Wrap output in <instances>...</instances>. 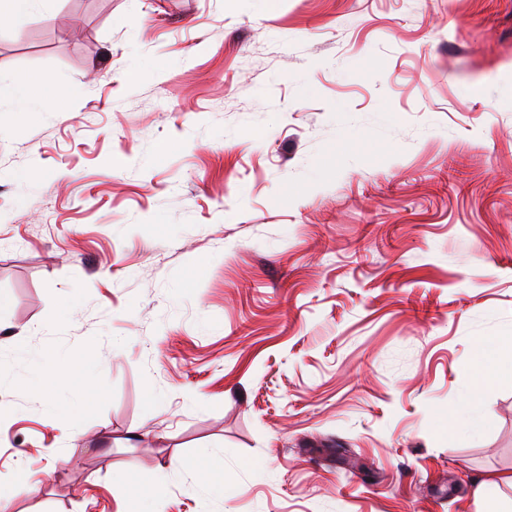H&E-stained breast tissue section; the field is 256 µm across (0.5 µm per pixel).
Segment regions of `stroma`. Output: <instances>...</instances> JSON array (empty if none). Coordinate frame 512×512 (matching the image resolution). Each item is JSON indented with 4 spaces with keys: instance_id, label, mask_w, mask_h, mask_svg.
Listing matches in <instances>:
<instances>
[{
    "instance_id": "obj_1",
    "label": "stroma",
    "mask_w": 512,
    "mask_h": 512,
    "mask_svg": "<svg viewBox=\"0 0 512 512\" xmlns=\"http://www.w3.org/2000/svg\"><path fill=\"white\" fill-rule=\"evenodd\" d=\"M0 73L6 512H512V0H42ZM38 103L31 99L28 82L19 76L0 78V112H14L15 108H24L35 112ZM511 357V366L507 373L512 375V345L511 341L492 338L480 341L474 350L473 361L477 367V382L480 386L489 383L505 374L501 361Z\"/></svg>"
}]
</instances>
